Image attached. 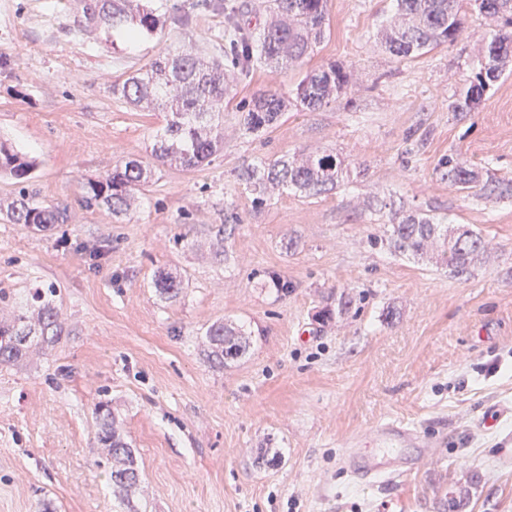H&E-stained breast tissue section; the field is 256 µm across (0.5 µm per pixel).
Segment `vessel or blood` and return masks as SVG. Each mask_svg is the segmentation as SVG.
<instances>
[{"label":"vessel or blood","mask_w":512,"mask_h":512,"mask_svg":"<svg viewBox=\"0 0 512 512\" xmlns=\"http://www.w3.org/2000/svg\"><path fill=\"white\" fill-rule=\"evenodd\" d=\"M380 450L365 453L361 449H351L343 458L342 466L356 479L370 480L379 476H401L406 466L398 452L399 446H417L420 443L415 427L401 422L388 421L377 429Z\"/></svg>","instance_id":"obj_1"}]
</instances>
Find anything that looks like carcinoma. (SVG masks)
Listing matches in <instances>:
<instances>
[{
	"instance_id": "cac0c4a2",
	"label": "carcinoma",
	"mask_w": 512,
	"mask_h": 512,
	"mask_svg": "<svg viewBox=\"0 0 512 512\" xmlns=\"http://www.w3.org/2000/svg\"><path fill=\"white\" fill-rule=\"evenodd\" d=\"M86 27L106 26L127 31L130 41L154 36L162 31L165 18L189 24L190 17L175 5L168 15L157 13L153 0H79ZM481 14L500 17L512 26V0H470ZM209 8L224 14V36L231 47L232 63L248 74L255 67L271 72L286 68L309 55L326 34V0H271L272 18L255 32L242 23V13L214 0ZM463 30L460 0H395V18L383 37L385 49L397 59L451 44ZM512 59V33L496 31L484 42L479 67L455 110L469 112L490 82L498 79ZM351 75L343 67L331 65L307 74L297 85V99L308 110L327 106L346 93ZM118 92L124 100L166 117L164 134L153 146L161 164L195 170L223 145L224 97L229 94L224 63H206L187 50L164 53L126 79ZM242 125L249 133L274 127L285 104L276 94L257 97L241 106ZM442 178L460 189H470L477 181L475 171L463 160L448 158ZM34 163L27 156L0 144V172L17 180H27ZM348 173L345 160L337 155L313 152L304 157L286 154L264 160L239 173V180L256 193L255 203L264 202L268 187H288L314 196L329 193ZM151 171L136 160L113 168L82 188L81 204L104 208L114 216L125 214L135 201V191L149 181ZM0 213L12 224H23L42 232L70 220L67 203L43 205L24 192L0 202ZM385 241L404 256L422 258L442 246L441 262L457 277H468L485 250L480 234L466 228L448 239V226L430 216H407L391 225ZM154 286L167 300L182 292V281L160 272ZM64 325L53 301L52 289L37 288L22 311L0 318V366L17 363L33 352L58 342ZM212 355L219 363L242 357L250 346L244 331L232 324L216 322L206 332ZM100 416L99 440L112 461L114 486L129 490L137 485L138 472L133 451L111 426L108 416ZM479 483L476 471L467 475L466 485L448 490V512H465L471 489Z\"/></svg>"
}]
</instances>
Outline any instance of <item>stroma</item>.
Wrapping results in <instances>:
<instances>
[{
    "instance_id": "35a3bbf8",
    "label": "stroma",
    "mask_w": 512,
    "mask_h": 512,
    "mask_svg": "<svg viewBox=\"0 0 512 512\" xmlns=\"http://www.w3.org/2000/svg\"><path fill=\"white\" fill-rule=\"evenodd\" d=\"M165 2L189 25L131 44L84 27L72 0H0V143L37 162L24 183L0 174V196L32 191L72 215L44 233L0 218V290L18 308L55 288L66 331L0 367V512H446L471 468L481 483L466 512H512V71L472 111L453 109L500 22L463 6L453 44L397 60L381 43L394 0H328L325 39L302 63L234 79L223 149L185 171L152 154L162 113L117 91L168 51L223 57V15ZM331 64L352 88L304 109L297 84ZM269 93L286 104L277 126L246 133L240 104ZM314 151L349 162L336 191L277 189L258 206L237 179ZM451 155L476 187L443 180ZM129 160L152 176L126 215L80 205L87 179ZM409 213L480 233L472 275L392 252L382 237ZM161 270L181 277L179 299L156 293ZM345 291L352 304L335 313ZM217 321L247 332L244 357L209 358ZM99 407L134 450L126 501ZM387 420L433 452L404 448L402 477L354 479L339 465L349 439L376 447Z\"/></svg>"
}]
</instances>
